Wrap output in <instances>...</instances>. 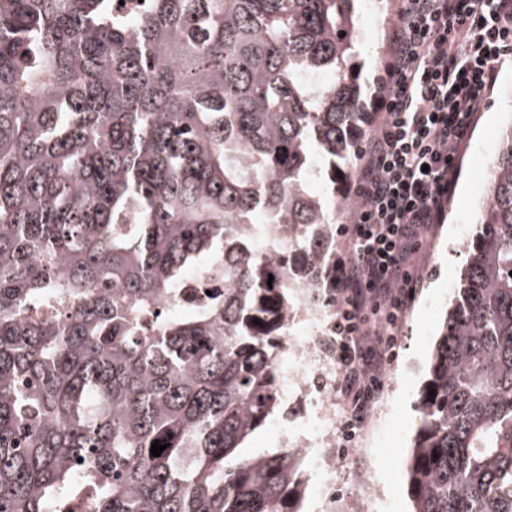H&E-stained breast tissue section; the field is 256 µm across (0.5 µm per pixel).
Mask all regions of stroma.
Wrapping results in <instances>:
<instances>
[{"mask_svg": "<svg viewBox=\"0 0 512 512\" xmlns=\"http://www.w3.org/2000/svg\"><path fill=\"white\" fill-rule=\"evenodd\" d=\"M369 2L360 0L356 13L362 30L361 83L366 89L365 99L370 102L379 91L389 61L387 47L396 2L386 0L384 10L375 13L370 12ZM511 118L512 70H507L491 95L489 108L479 113L462 152L458 182L448 203L445 221L432 226L419 255L421 284L398 337V355L394 364L400 373V381L389 394L399 431L388 448L368 457L373 478L386 500L381 512H408L410 508L404 463L411 454L418 422L425 365L464 261L459 235L473 231L477 204L487 189L484 171L498 149L502 128Z\"/></svg>", "mask_w": 512, "mask_h": 512, "instance_id": "obj_1", "label": "stroma"}]
</instances>
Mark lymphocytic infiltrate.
Returning <instances> with one entry per match:
<instances>
[{
  "label": "lymphocytic infiltrate",
  "instance_id": "lymphocytic-infiltrate-1",
  "mask_svg": "<svg viewBox=\"0 0 512 512\" xmlns=\"http://www.w3.org/2000/svg\"><path fill=\"white\" fill-rule=\"evenodd\" d=\"M512 69V0H398L390 61L359 153L344 244L320 274L336 305L337 388L359 436L374 396L369 370L393 354L421 280L416 256L443 223L459 161L503 70Z\"/></svg>",
  "mask_w": 512,
  "mask_h": 512
}]
</instances>
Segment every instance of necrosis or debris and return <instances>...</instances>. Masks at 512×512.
<instances>
[{
	"label": "necrosis or debris",
	"instance_id": "4bbe7bcc",
	"mask_svg": "<svg viewBox=\"0 0 512 512\" xmlns=\"http://www.w3.org/2000/svg\"><path fill=\"white\" fill-rule=\"evenodd\" d=\"M246 235L255 254L269 259L288 254V227L251 224ZM336 311L320 282H290L280 333L277 393L281 405L308 396L309 407L297 412L301 423L288 429L272 423L282 446L298 449L318 475L315 497L322 506L336 501V477L347 471L355 486L357 512H377L382 495L363 457L336 456V344L329 326Z\"/></svg>",
	"mask_w": 512,
	"mask_h": 512
}]
</instances>
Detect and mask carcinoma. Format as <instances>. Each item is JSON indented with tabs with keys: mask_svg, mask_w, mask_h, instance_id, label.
<instances>
[{
	"mask_svg": "<svg viewBox=\"0 0 512 512\" xmlns=\"http://www.w3.org/2000/svg\"><path fill=\"white\" fill-rule=\"evenodd\" d=\"M117 2L0 0V512L83 489L91 512H294V454H241L277 408L285 293L242 236L336 223L308 179L368 129L353 0ZM478 222L411 512H512V125ZM322 249L288 272L316 280ZM199 266L224 291L161 312Z\"/></svg>",
	"mask_w": 512,
	"mask_h": 512,
	"instance_id": "1",
	"label": "carcinoma"
}]
</instances>
